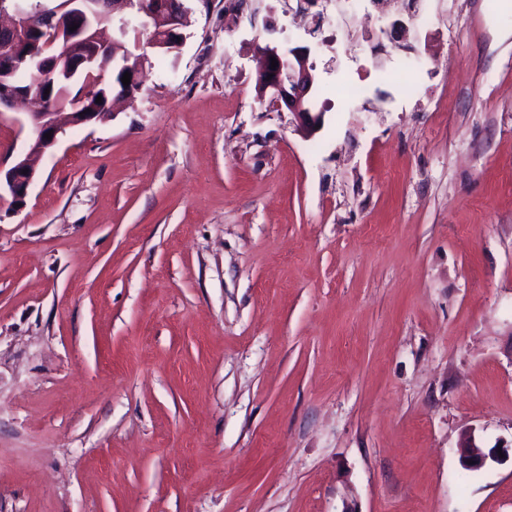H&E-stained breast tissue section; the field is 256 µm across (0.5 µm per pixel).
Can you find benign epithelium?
Here are the masks:
<instances>
[{
  "instance_id": "benign-epithelium-1",
  "label": "benign epithelium",
  "mask_w": 512,
  "mask_h": 512,
  "mask_svg": "<svg viewBox=\"0 0 512 512\" xmlns=\"http://www.w3.org/2000/svg\"><path fill=\"white\" fill-rule=\"evenodd\" d=\"M13 12L7 26H0V110H11L20 100L32 99L38 109L28 113L27 121L32 137L27 152L17 157L12 165H0V191L11 197L17 207L24 205L33 184L36 160L52 150L65 131L66 123L59 113L48 112L45 101L39 96L15 90L6 82L8 73L29 64L36 55L51 63L47 75L60 72L67 80L83 81L82 97H90L95 90L84 75L97 70L101 61L116 50L117 38L101 36L103 26L114 23L116 32L125 31L130 16L144 14L158 23L151 36L150 45L158 50L171 52L178 48L183 36L185 7L182 0H64L52 10L41 6L22 5L17 0H0V13ZM77 26L74 31L71 26ZM278 66L271 68V60ZM315 66L309 63V50L303 47L283 51L277 45L267 46L258 71L257 86L261 94H270L271 107L287 111L298 128L310 134L322 124V113L311 108L312 91L316 83ZM103 112H71L69 123L89 125L104 119ZM51 137H45V134ZM461 466L471 470L481 469L489 459L497 460L507 454L506 446L489 450L468 432L460 443Z\"/></svg>"
}]
</instances>
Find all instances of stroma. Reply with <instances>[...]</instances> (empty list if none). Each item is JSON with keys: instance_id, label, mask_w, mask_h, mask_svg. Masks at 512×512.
I'll use <instances>...</instances> for the list:
<instances>
[{"instance_id": "stroma-1", "label": "stroma", "mask_w": 512, "mask_h": 512, "mask_svg": "<svg viewBox=\"0 0 512 512\" xmlns=\"http://www.w3.org/2000/svg\"><path fill=\"white\" fill-rule=\"evenodd\" d=\"M425 2L389 57L293 0L129 35L134 98L0 198V512H512L511 460L458 478L462 433L512 442V0ZM273 40L313 135L257 92ZM271 59H276V69H271ZM314 71L307 48L283 51L274 44L265 48L257 76L258 90L262 95L270 93L271 107L279 112H289L297 127L306 134H311L322 124V113L312 112L311 108L316 83Z\"/></svg>"}]
</instances>
